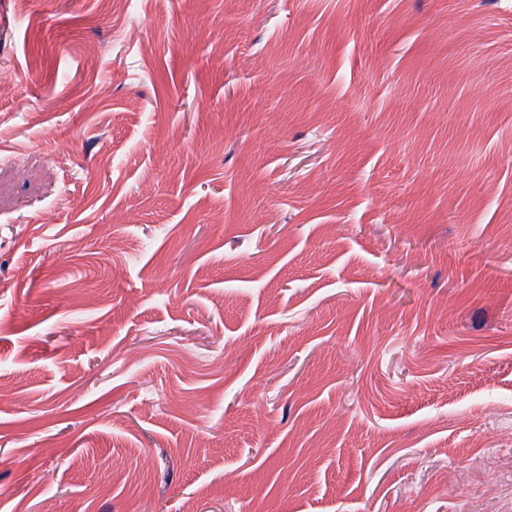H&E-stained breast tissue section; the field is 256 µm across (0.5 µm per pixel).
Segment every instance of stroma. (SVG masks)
<instances>
[{
  "instance_id": "obj_1",
  "label": "stroma",
  "mask_w": 512,
  "mask_h": 512,
  "mask_svg": "<svg viewBox=\"0 0 512 512\" xmlns=\"http://www.w3.org/2000/svg\"><path fill=\"white\" fill-rule=\"evenodd\" d=\"M0 9V512H512V0Z\"/></svg>"
}]
</instances>
